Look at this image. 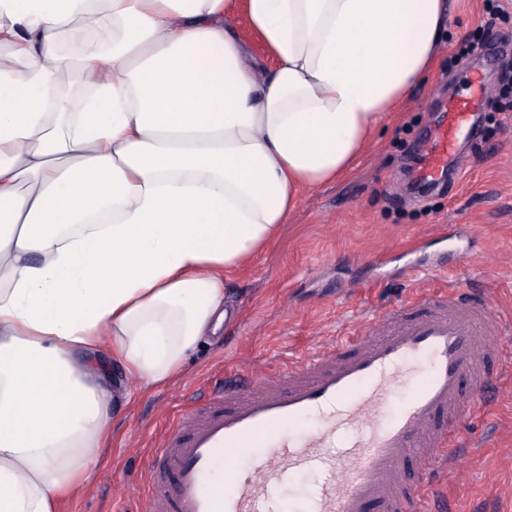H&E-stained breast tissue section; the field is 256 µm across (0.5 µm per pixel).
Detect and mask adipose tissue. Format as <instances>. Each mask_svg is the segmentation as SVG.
Masks as SVG:
<instances>
[{
	"label": "adipose tissue",
	"mask_w": 512,
	"mask_h": 512,
	"mask_svg": "<svg viewBox=\"0 0 512 512\" xmlns=\"http://www.w3.org/2000/svg\"><path fill=\"white\" fill-rule=\"evenodd\" d=\"M450 22L447 0H0V512L87 486L130 384L180 375L230 275L368 155Z\"/></svg>",
	"instance_id": "obj_1"
}]
</instances>
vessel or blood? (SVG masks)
<instances>
[{"label": "vessel or blood", "instance_id": "b4317fda", "mask_svg": "<svg viewBox=\"0 0 512 512\" xmlns=\"http://www.w3.org/2000/svg\"><path fill=\"white\" fill-rule=\"evenodd\" d=\"M486 95L476 81L444 108L423 180L459 165L458 144ZM510 334L490 292L442 285L370 313L349 336L285 366H242L153 448L142 512H277L278 489L305 471L323 475L310 512H426L428 486L469 464L457 426L486 409L496 384L489 363ZM313 416L316 431L281 435ZM224 462L221 485L213 473Z\"/></svg>", "mask_w": 512, "mask_h": 512}]
</instances>
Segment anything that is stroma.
I'll return each mask as SVG.
<instances>
[{
	"mask_svg": "<svg viewBox=\"0 0 512 512\" xmlns=\"http://www.w3.org/2000/svg\"><path fill=\"white\" fill-rule=\"evenodd\" d=\"M494 6L508 17L495 38L512 43V0H467L463 25L449 29L426 83L407 94L399 117L387 119L373 152L337 183L304 194L282 239L235 277L231 318L219 336L199 341L177 381L134 389L88 489L62 512H140L129 486L140 482L179 408L206 402L221 366L281 364L329 343L369 311L408 295L409 262L422 263L425 282L492 288L501 307L512 309V113L499 127L487 112L476 113L480 137L461 141L462 164L449 171L445 190L418 178L440 105L463 96L471 80L490 89L498 83V57L448 64ZM451 248L465 254L454 272L425 270ZM461 432L473 448L469 469L442 477L434 495L447 497L450 512H512V390L493 394Z\"/></svg>",
	"mask_w": 512,
	"mask_h": 512,
	"instance_id": "stroma-1",
	"label": "stroma"
}]
</instances>
